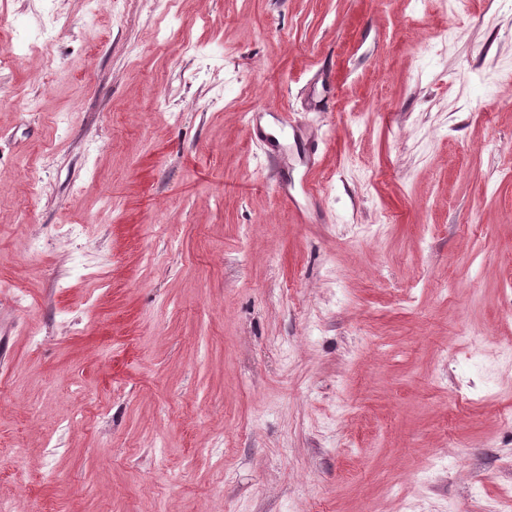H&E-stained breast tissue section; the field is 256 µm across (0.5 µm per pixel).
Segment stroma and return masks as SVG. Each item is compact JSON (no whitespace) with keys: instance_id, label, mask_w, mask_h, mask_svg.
Returning a JSON list of instances; mask_svg holds the SVG:
<instances>
[{"instance_id":"obj_1","label":"stroma","mask_w":512,"mask_h":512,"mask_svg":"<svg viewBox=\"0 0 512 512\" xmlns=\"http://www.w3.org/2000/svg\"><path fill=\"white\" fill-rule=\"evenodd\" d=\"M10 46L0 501L512 493V0H0Z\"/></svg>"}]
</instances>
